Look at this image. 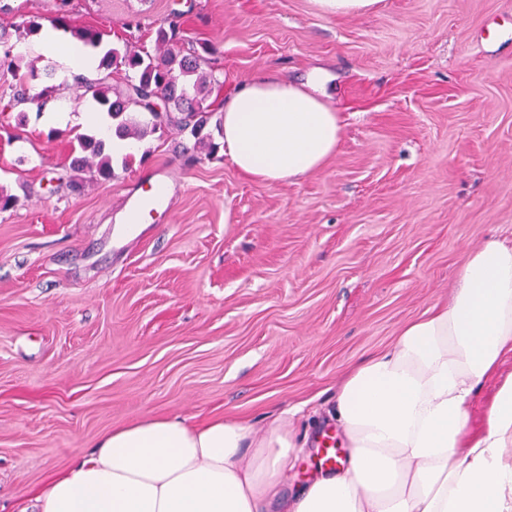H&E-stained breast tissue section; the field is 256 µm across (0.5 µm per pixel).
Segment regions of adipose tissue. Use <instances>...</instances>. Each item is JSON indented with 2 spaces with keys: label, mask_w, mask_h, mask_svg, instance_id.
<instances>
[{
  "label": "adipose tissue",
  "mask_w": 512,
  "mask_h": 512,
  "mask_svg": "<svg viewBox=\"0 0 512 512\" xmlns=\"http://www.w3.org/2000/svg\"><path fill=\"white\" fill-rule=\"evenodd\" d=\"M325 96L315 78L239 82L221 111L225 156L268 184L322 169L344 127ZM510 353L512 245L489 241L447 304L341 379L331 417L347 456L293 497L281 495L302 448L291 417L260 437L237 419L146 417L100 435L36 495L37 512H512V373H500Z\"/></svg>",
  "instance_id": "ef3b65f1"
}]
</instances>
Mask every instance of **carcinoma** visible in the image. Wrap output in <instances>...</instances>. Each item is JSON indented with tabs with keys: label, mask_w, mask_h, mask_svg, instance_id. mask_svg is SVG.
I'll use <instances>...</instances> for the list:
<instances>
[{
	"label": "carcinoma",
	"mask_w": 512,
	"mask_h": 512,
	"mask_svg": "<svg viewBox=\"0 0 512 512\" xmlns=\"http://www.w3.org/2000/svg\"><path fill=\"white\" fill-rule=\"evenodd\" d=\"M61 5L63 9L51 24L74 35L84 47H101L104 34L96 28L74 25L65 9L67 0H61ZM179 38L180 24L172 21L168 27L157 30L156 41L162 48L157 55L152 56L128 42L106 49L99 68L114 67L124 72V88L120 90H110L102 78H75L82 95L89 94L98 104L107 107V116L117 137L142 138L165 125H174L190 131L198 143H204L201 133L209 114L206 101L218 79L202 69L205 63L202 55H184L175 49ZM20 69V58L13 54L7 33L0 32V72L15 74ZM163 98L166 106L155 110L154 104L161 103ZM77 141L85 156L74 160V170L86 172L92 178H112V157L105 153L104 140L80 135Z\"/></svg>",
	"instance_id": "obj_1"
}]
</instances>
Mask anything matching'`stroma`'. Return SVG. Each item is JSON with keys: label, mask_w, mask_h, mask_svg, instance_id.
<instances>
[{"label": "stroma", "mask_w": 512, "mask_h": 512, "mask_svg": "<svg viewBox=\"0 0 512 512\" xmlns=\"http://www.w3.org/2000/svg\"><path fill=\"white\" fill-rule=\"evenodd\" d=\"M58 0H0V28L35 66L21 110L0 111V512L148 416L234 417L264 429L295 410L307 446L282 489L316 472L336 385L401 327L449 301L471 251L512 239V0H381L336 17L314 0H70L108 44L155 51L183 11V53L210 48L206 130L235 82L324 73L345 117L325 167L250 180L170 125L115 157L109 180L74 171L102 107L56 91L70 61L16 25ZM169 205L120 218L148 183Z\"/></svg>", "instance_id": "1"}]
</instances>
